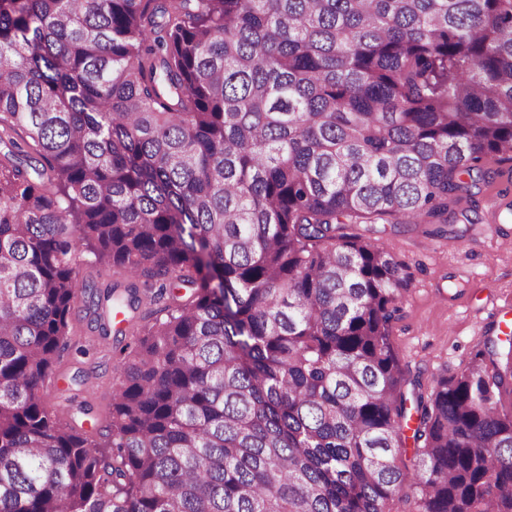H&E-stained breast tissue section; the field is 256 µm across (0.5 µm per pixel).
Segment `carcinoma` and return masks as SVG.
I'll return each instance as SVG.
<instances>
[{
	"mask_svg": "<svg viewBox=\"0 0 512 512\" xmlns=\"http://www.w3.org/2000/svg\"><path fill=\"white\" fill-rule=\"evenodd\" d=\"M1 144L0 512H512V368L415 393L403 471V264L343 233L512 160V0H0ZM78 299L145 307L101 441L44 402ZM82 277L96 282L101 288L118 286V294L124 293V288L129 285L131 279L126 271L119 266L102 267L94 263L93 257H87L83 266ZM387 507L391 512H417L416 491L410 484H404Z\"/></svg>",
	"mask_w": 512,
	"mask_h": 512,
	"instance_id": "1",
	"label": "carcinoma"
}]
</instances>
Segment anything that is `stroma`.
<instances>
[{
  "label": "stroma",
  "mask_w": 512,
  "mask_h": 512,
  "mask_svg": "<svg viewBox=\"0 0 512 512\" xmlns=\"http://www.w3.org/2000/svg\"><path fill=\"white\" fill-rule=\"evenodd\" d=\"M493 170L487 186L449 204L447 223L390 224L380 235L407 278L391 341L427 392L439 374L464 368L478 345L512 331V161ZM142 329L132 309L118 335H101L95 314L74 317L72 347L54 367L47 408L78 431L109 430L121 378L113 353Z\"/></svg>",
  "instance_id": "obj_1"
}]
</instances>
